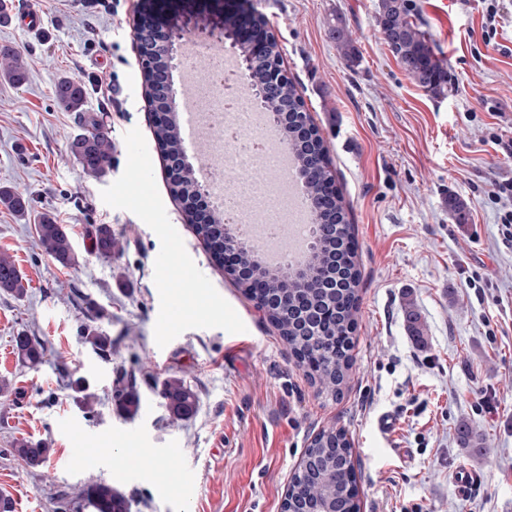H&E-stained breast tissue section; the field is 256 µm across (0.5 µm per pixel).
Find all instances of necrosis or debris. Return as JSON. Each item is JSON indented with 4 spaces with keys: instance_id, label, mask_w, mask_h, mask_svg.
Listing matches in <instances>:
<instances>
[{
    "instance_id": "obj_1",
    "label": "necrosis or debris",
    "mask_w": 512,
    "mask_h": 512,
    "mask_svg": "<svg viewBox=\"0 0 512 512\" xmlns=\"http://www.w3.org/2000/svg\"><path fill=\"white\" fill-rule=\"evenodd\" d=\"M194 65L204 73L194 108L201 114L208 132L213 194L220 198L235 193L243 199V207L227 212L231 223H282L291 208V199L277 197L274 182L254 174L255 169L272 163L275 149L255 132L261 124L260 115L243 95L234 65L217 57L197 59ZM241 111L250 112L249 127L239 126L236 115Z\"/></svg>"
}]
</instances>
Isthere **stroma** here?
<instances>
[{"instance_id":"stroma-1","label":"stroma","mask_w":512,"mask_h":512,"mask_svg":"<svg viewBox=\"0 0 512 512\" xmlns=\"http://www.w3.org/2000/svg\"><path fill=\"white\" fill-rule=\"evenodd\" d=\"M379 0H249L268 21L289 78L329 149L350 212L362 270L353 365L338 400L320 395L263 313L215 264L168 190L132 33L138 0H5L41 14L31 33L0 23V46L27 66L0 75V188L30 197L26 215L0 202V255L26 279L17 300L0 292V495L13 512H61L88 483L106 480L131 512H281L305 448L323 428L352 442L360 512H512V247L498 234L489 181L511 179L489 131L512 137V0H500L497 47L483 46L480 7L414 0L448 71L443 92L419 86L376 22ZM347 28L345 57L331 36ZM63 77L85 88L74 111L54 95ZM98 123L112 168L86 176L71 152ZM461 200L457 223L449 198ZM66 225L78 266L41 247L43 216ZM108 224L109 258L91 236ZM175 263L161 268L158 260ZM478 287H470V278ZM101 307L87 319V302ZM174 302L164 322L165 302ZM111 336L112 355L85 343V324ZM173 331L167 345L159 336ZM44 341L30 367L12 337ZM135 376L142 407L128 417L113 394ZM84 379L82 407L67 386ZM182 380L197 415L172 420L157 394ZM498 409L482 410L481 392ZM389 416V430L378 428ZM470 428L471 440L459 433ZM47 442L31 470L8 453L20 438ZM145 451L142 471L119 465ZM480 475L470 492L455 472ZM173 469L181 481L165 486ZM92 250L103 258L112 257V253L119 250V242L112 234V228L108 224H100L95 229L92 240Z\"/></svg>"}]
</instances>
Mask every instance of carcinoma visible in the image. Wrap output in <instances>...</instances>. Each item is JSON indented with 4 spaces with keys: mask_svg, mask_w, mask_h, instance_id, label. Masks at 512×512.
I'll use <instances>...</instances> for the list:
<instances>
[{
    "mask_svg": "<svg viewBox=\"0 0 512 512\" xmlns=\"http://www.w3.org/2000/svg\"><path fill=\"white\" fill-rule=\"evenodd\" d=\"M244 16L250 17L252 34L249 40L238 45L241 56L248 54L250 42L254 40L268 44V63L254 68L249 76V82L261 90L269 81L270 68L282 67V53L265 17L244 6L224 15L225 39L236 40ZM377 23L390 51L415 81L430 92L442 91L447 81L444 61L418 24L410 0H379ZM168 59V48H156L148 71L143 73V82L149 83L153 70L168 68ZM0 72L18 84L25 80L22 56L7 45L0 46ZM54 94L72 110L77 111L84 104L81 83L70 78L58 80ZM263 103L267 111L286 116L280 135L288 141L304 197L312 203L309 215L313 239L308 252L297 260L270 269L241 236L225 229L220 212L212 211L203 222H198L188 206L200 187L193 165L166 174L167 186L173 199L184 208L188 224L210 255L216 259L226 252L235 255V267L227 270V274L245 298L264 312L296 364L317 386L319 394L335 399L341 394L352 365L351 350L359 311L361 271L352 224L344 197L337 190L328 147L296 84L285 79L279 92L265 97ZM304 123L311 125L312 135L301 144L295 140L294 132ZM154 136L165 158L186 154L175 107L167 106L166 116L154 125ZM114 150L112 139L96 127L78 135L71 143V151L84 174L93 178H102L110 171ZM0 201L21 215L29 209L26 197L8 189H0ZM323 224L336 225V232L323 231ZM36 233L45 252L60 266L78 264V255L65 225L45 216L36 225ZM92 250L103 258H110L119 250L110 225L100 224L95 229ZM0 291L16 299L24 298L28 292L22 272L8 255L0 256ZM83 338L99 352H112V338L98 333L90 325L84 327ZM12 346L17 358L32 366L41 364L48 352L46 344L35 336H15ZM159 395L176 421L188 419L198 410L196 395L179 380L164 381ZM116 400L124 414L136 415L140 396L135 382L121 389ZM10 453L26 467L37 469L50 460L54 449L43 441L18 439ZM351 457V442L344 430L329 428L315 435L292 476L282 512H309L325 498L336 501V512H360ZM80 499L78 507L90 504L92 512L131 510L130 499L104 481L87 484L80 492Z\"/></svg>",
    "mask_w": 512,
    "mask_h": 512,
    "instance_id": "obj_1",
    "label": "carcinoma"
}]
</instances>
